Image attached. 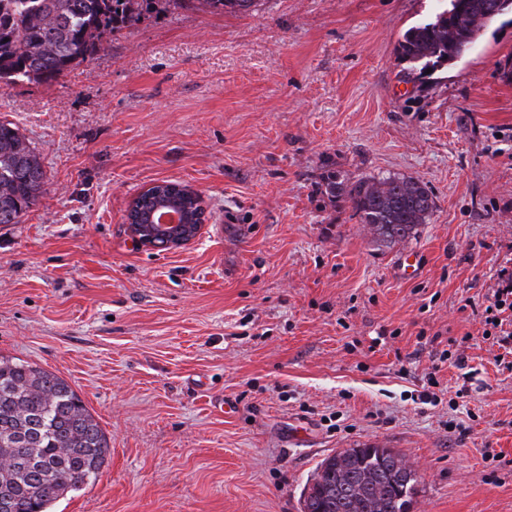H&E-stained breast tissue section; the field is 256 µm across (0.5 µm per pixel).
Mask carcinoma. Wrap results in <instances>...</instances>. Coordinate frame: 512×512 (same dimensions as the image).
Wrapping results in <instances>:
<instances>
[{"instance_id":"obj_1","label":"carcinoma","mask_w":512,"mask_h":512,"mask_svg":"<svg viewBox=\"0 0 512 512\" xmlns=\"http://www.w3.org/2000/svg\"><path fill=\"white\" fill-rule=\"evenodd\" d=\"M259 0H0V85H51L97 54L115 32L162 9L201 6L249 14ZM512 14V0H449L407 29L396 48L415 81L465 56L481 32ZM39 155L18 126L0 119V224H18L44 193ZM372 238L391 244L416 234L433 211L419 181L388 176L341 187ZM180 205L186 223L204 221L202 200L164 181L130 205L131 224H155L160 202ZM109 445L99 423L62 378L0 355V512H53L69 492L94 482ZM416 482L390 448L365 444L326 457L303 512H410Z\"/></svg>"}]
</instances>
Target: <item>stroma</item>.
<instances>
[{
    "label": "stroma",
    "mask_w": 512,
    "mask_h": 512,
    "mask_svg": "<svg viewBox=\"0 0 512 512\" xmlns=\"http://www.w3.org/2000/svg\"><path fill=\"white\" fill-rule=\"evenodd\" d=\"M440 7L172 9L53 86L0 89L47 188L0 224V354L66 380L110 439L55 512H301L319 463L364 443L415 470L412 512H512V371L484 333L512 273V24L417 88L396 46ZM329 174L414 178L432 215L378 245ZM164 180L206 220L137 246L129 205Z\"/></svg>",
    "instance_id": "35a3bbf8"
}]
</instances>
